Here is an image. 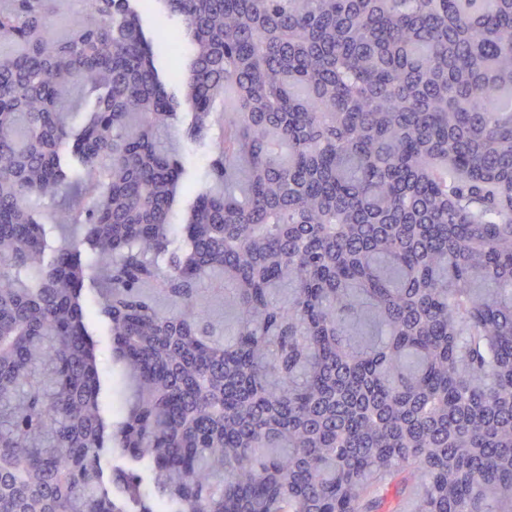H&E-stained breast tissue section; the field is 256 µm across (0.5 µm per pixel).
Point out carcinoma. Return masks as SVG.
<instances>
[{"instance_id":"carcinoma-1","label":"carcinoma","mask_w":512,"mask_h":512,"mask_svg":"<svg viewBox=\"0 0 512 512\" xmlns=\"http://www.w3.org/2000/svg\"><path fill=\"white\" fill-rule=\"evenodd\" d=\"M60 2L0 0V512H384L399 479L512 512V0H160L177 93L142 0L64 35ZM173 143L181 150L182 157L187 166V173L183 186L182 202L177 211L172 215L171 224H184L182 222L183 210L194 200L196 182L205 166L210 147L208 139L202 142L184 140L178 129H175ZM200 288H203L204 302L212 316L224 321V287H214L208 280L204 281ZM92 331L98 340L97 355L103 378L105 415L118 424L124 417L128 395L127 379L118 363L112 357V348L108 336L104 335L103 327L94 320Z\"/></svg>"}]
</instances>
